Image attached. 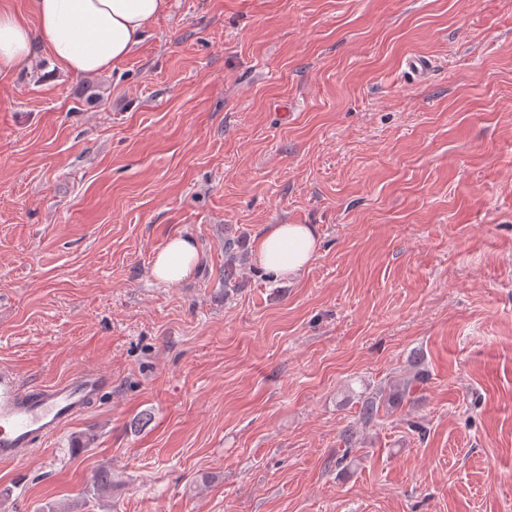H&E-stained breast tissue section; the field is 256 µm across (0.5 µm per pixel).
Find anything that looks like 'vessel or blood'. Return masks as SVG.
Instances as JSON below:
<instances>
[{"label": "vessel or blood", "mask_w": 512, "mask_h": 512, "mask_svg": "<svg viewBox=\"0 0 512 512\" xmlns=\"http://www.w3.org/2000/svg\"><path fill=\"white\" fill-rule=\"evenodd\" d=\"M111 388V375L94 368L31 385L1 365L0 464L23 462L36 444L58 435Z\"/></svg>", "instance_id": "b4317fda"}]
</instances>
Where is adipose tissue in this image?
<instances>
[{
    "label": "adipose tissue",
    "instance_id": "1",
    "mask_svg": "<svg viewBox=\"0 0 512 512\" xmlns=\"http://www.w3.org/2000/svg\"><path fill=\"white\" fill-rule=\"evenodd\" d=\"M33 19L0 9V74L30 70L37 47L62 70L95 77L113 70L142 43L147 27L168 13L170 0H32ZM310 224H271L253 251L255 265L272 278L300 279L315 257ZM198 262L192 238L170 237L156 252L150 274L162 284L189 277Z\"/></svg>",
    "mask_w": 512,
    "mask_h": 512
}]
</instances>
